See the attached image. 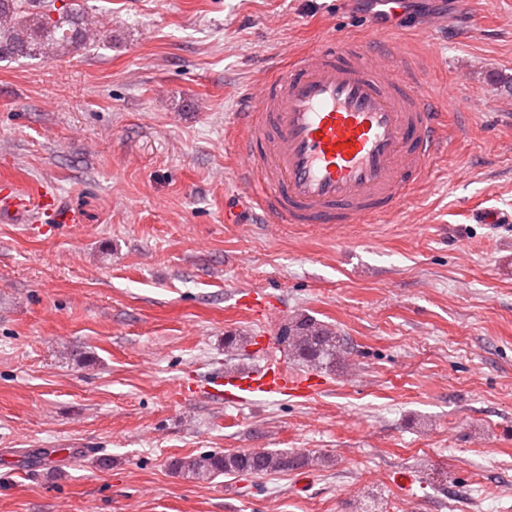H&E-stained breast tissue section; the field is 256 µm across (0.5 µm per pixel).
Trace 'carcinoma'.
Instances as JSON below:
<instances>
[{
  "label": "carcinoma",
  "mask_w": 512,
  "mask_h": 512,
  "mask_svg": "<svg viewBox=\"0 0 512 512\" xmlns=\"http://www.w3.org/2000/svg\"><path fill=\"white\" fill-rule=\"evenodd\" d=\"M38 9L32 17L19 14L21 0H0V59L25 57L52 60L70 49L103 41L101 31L89 13L69 8L45 6L41 0H27ZM57 12L52 17L51 12ZM288 354L315 367H329L350 354L344 338L310 315L300 314L288 321L278 333ZM318 458L305 453L277 450H248L214 453L199 458H180L174 470L195 479L216 475H265L317 464Z\"/></svg>",
  "instance_id": "cac0c4a2"
}]
</instances>
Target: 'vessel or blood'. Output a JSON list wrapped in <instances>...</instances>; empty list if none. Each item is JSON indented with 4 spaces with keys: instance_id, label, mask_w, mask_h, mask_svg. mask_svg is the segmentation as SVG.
I'll list each match as a JSON object with an SVG mask.
<instances>
[{
    "instance_id": "1",
    "label": "vessel or blood",
    "mask_w": 512,
    "mask_h": 512,
    "mask_svg": "<svg viewBox=\"0 0 512 512\" xmlns=\"http://www.w3.org/2000/svg\"><path fill=\"white\" fill-rule=\"evenodd\" d=\"M400 41L372 46L329 39L295 53L287 67L250 96L239 150L253 164L242 182L246 201L281 224L341 228L375 224L409 197L432 157L448 150L453 95L433 103L415 81ZM62 221L50 194L0 179V218ZM322 381L281 365L247 373L213 372L201 390L237 408L261 397L305 398Z\"/></svg>"
}]
</instances>
